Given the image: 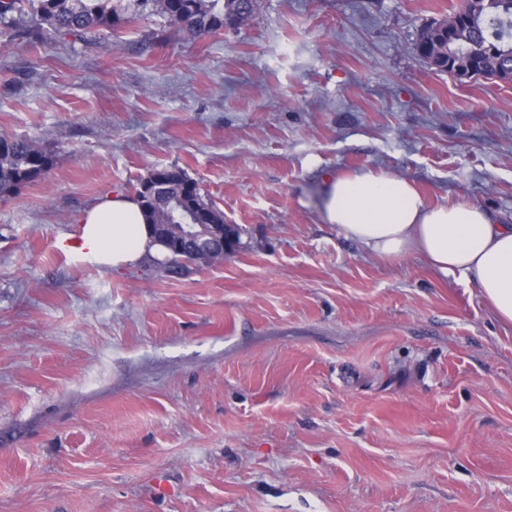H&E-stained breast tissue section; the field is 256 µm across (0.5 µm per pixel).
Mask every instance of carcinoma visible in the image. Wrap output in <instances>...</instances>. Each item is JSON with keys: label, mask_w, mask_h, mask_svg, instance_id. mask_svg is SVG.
I'll return each mask as SVG.
<instances>
[{"label": "carcinoma", "mask_w": 512, "mask_h": 512, "mask_svg": "<svg viewBox=\"0 0 512 512\" xmlns=\"http://www.w3.org/2000/svg\"><path fill=\"white\" fill-rule=\"evenodd\" d=\"M257 0H0V20L30 22L18 37L30 46L70 38L92 45L99 31H112L120 22L154 14L197 36L215 33L225 19L242 13L256 16ZM457 13L474 18L461 31L457 51L465 54L474 45H491L512 59V0H488L473 14L471 0H462ZM53 164L52 155L29 140L0 135V197L7 196L42 177ZM151 224H186L187 214L175 201L190 203L193 213L212 224L224 223V213L209 203L196 182L183 169L168 166L150 173L134 187ZM189 258L169 252L164 268L180 275Z\"/></svg>", "instance_id": "obj_1"}]
</instances>
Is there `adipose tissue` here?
I'll return each instance as SVG.
<instances>
[{
	"label": "adipose tissue",
	"instance_id": "obj_1",
	"mask_svg": "<svg viewBox=\"0 0 512 512\" xmlns=\"http://www.w3.org/2000/svg\"><path fill=\"white\" fill-rule=\"evenodd\" d=\"M321 217L369 252L420 255L443 275L473 282L495 317L512 323V225L468 201L427 205L407 178L383 171L324 175ZM62 249L103 266H134L144 256L165 259L137 198L104 195Z\"/></svg>",
	"mask_w": 512,
	"mask_h": 512
}]
</instances>
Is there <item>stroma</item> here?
I'll return each instance as SVG.
<instances>
[{"mask_svg": "<svg viewBox=\"0 0 512 512\" xmlns=\"http://www.w3.org/2000/svg\"><path fill=\"white\" fill-rule=\"evenodd\" d=\"M461 0H258L199 37L0 25V134L53 156L0 197V512H512V325L320 214L384 170L512 224V84L429 67ZM178 166L243 228L180 276L62 251L107 192Z\"/></svg>", "mask_w": 512, "mask_h": 512, "instance_id": "1", "label": "stroma"}]
</instances>
